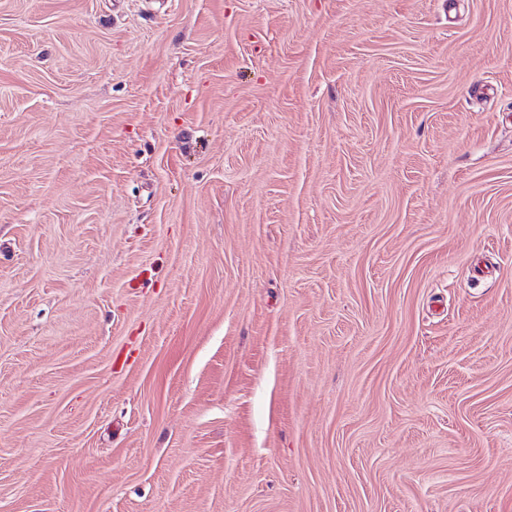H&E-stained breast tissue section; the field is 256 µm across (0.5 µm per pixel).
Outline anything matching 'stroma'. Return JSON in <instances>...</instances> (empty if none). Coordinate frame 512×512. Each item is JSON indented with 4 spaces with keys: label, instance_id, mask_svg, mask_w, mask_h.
<instances>
[{
    "label": "stroma",
    "instance_id": "stroma-1",
    "mask_svg": "<svg viewBox=\"0 0 512 512\" xmlns=\"http://www.w3.org/2000/svg\"><path fill=\"white\" fill-rule=\"evenodd\" d=\"M0 512H512V0H0Z\"/></svg>",
    "mask_w": 512,
    "mask_h": 512
}]
</instances>
